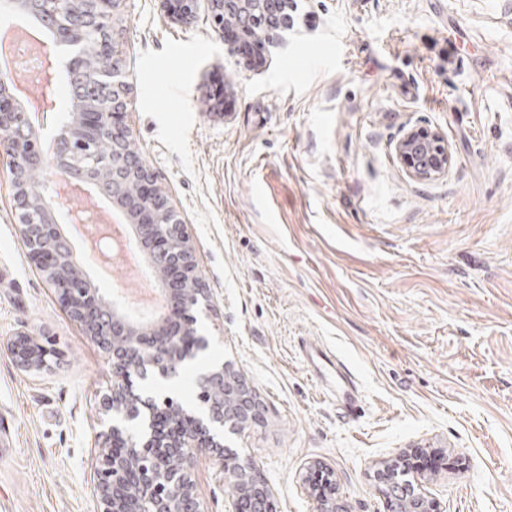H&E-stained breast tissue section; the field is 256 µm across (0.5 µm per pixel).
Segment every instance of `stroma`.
<instances>
[{
	"label": "stroma",
	"mask_w": 512,
	"mask_h": 512,
	"mask_svg": "<svg viewBox=\"0 0 512 512\" xmlns=\"http://www.w3.org/2000/svg\"><path fill=\"white\" fill-rule=\"evenodd\" d=\"M245 70L211 25L127 0L126 122L187 222L211 310L187 372H243L259 420L227 443L255 459L273 512H316L322 470L346 512H387L375 472L433 454L436 512H512V0H296ZM447 136V176L408 177V128ZM0 157V343L35 336L51 369L0 350V512H97L91 454L104 354L63 310L19 235ZM356 376L346 409L299 344ZM206 512L231 490L195 473Z\"/></svg>",
	"instance_id": "obj_1"
}]
</instances>
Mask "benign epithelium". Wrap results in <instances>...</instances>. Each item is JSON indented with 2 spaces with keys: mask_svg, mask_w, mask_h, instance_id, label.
Returning a JSON list of instances; mask_svg holds the SVG:
<instances>
[{
  "mask_svg": "<svg viewBox=\"0 0 512 512\" xmlns=\"http://www.w3.org/2000/svg\"><path fill=\"white\" fill-rule=\"evenodd\" d=\"M125 0H88L87 11H74L73 0H25L35 20L46 27L52 40L43 52V91L34 101L20 86L0 95V150L12 160V170L39 171L53 163L55 180L49 191L41 192L52 219L46 224H22L20 235L35 268L55 288L62 306L84 331L85 336L105 354L112 370V387L100 401L105 416L96 432L91 467L96 481L94 492L99 512H205L197 494L195 467L200 460L218 466L225 478L252 498L251 512H272V490L259 465L224 448V426L237 433L259 415L253 387L226 367L210 370L196 379L198 398L205 413L192 418L193 425L174 433L156 428L157 407H169L173 399H156L148 387L135 385L151 375L179 376L189 354L174 340L186 335L194 321L196 304L209 303L210 294L198 270L196 250L188 227L169 197L157 185L154 173L143 162L133 131L125 123L128 82L114 43L97 37L93 21H113ZM173 17L190 23L198 0H163ZM213 28L224 33L233 25L248 38L265 41L278 30L288 28L290 0H207ZM93 40L103 57L112 58V72L98 79H110L112 105L77 113L74 122L62 126L54 138L53 159L43 149L35 118L58 109L55 87L61 74L86 79L83 44ZM99 138L112 141V154L105 168L112 171V185L92 175L91 168L72 162L73 154ZM395 153L406 173L419 180L448 174L452 154L447 138L437 130L413 127L395 144ZM89 185L112 201L121 223L130 227L135 245L145 251L146 270L164 296L178 297L180 317L172 321L156 316L137 322L117 302L98 288H74L67 265H83L71 240L62 232L58 217L75 224L78 215L61 206L64 188ZM17 366L37 371L48 366L46 349L33 337L21 333L4 345ZM129 452L111 455L112 436L131 427ZM399 462L377 470L388 505H401L403 512H434V503L422 490L396 479ZM138 474L133 496L119 493L127 474ZM317 512H345L334 496L317 494Z\"/></svg>",
  "mask_w": 512,
  "mask_h": 512,
  "instance_id": "1",
  "label": "benign epithelium"
}]
</instances>
